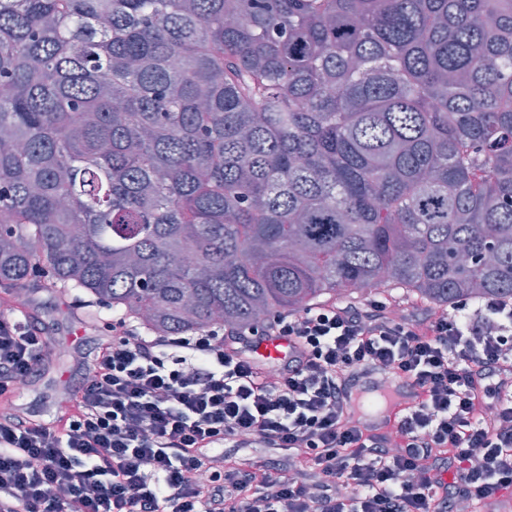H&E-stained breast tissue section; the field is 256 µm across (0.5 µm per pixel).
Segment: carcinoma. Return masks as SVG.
<instances>
[{
    "label": "carcinoma",
    "mask_w": 512,
    "mask_h": 512,
    "mask_svg": "<svg viewBox=\"0 0 512 512\" xmlns=\"http://www.w3.org/2000/svg\"><path fill=\"white\" fill-rule=\"evenodd\" d=\"M1 213L156 336L512 297V0H0Z\"/></svg>",
    "instance_id": "carcinoma-1"
}]
</instances>
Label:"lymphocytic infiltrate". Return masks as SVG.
I'll list each match as a JSON object with an SVG mask.
<instances>
[{"mask_svg":"<svg viewBox=\"0 0 512 512\" xmlns=\"http://www.w3.org/2000/svg\"><path fill=\"white\" fill-rule=\"evenodd\" d=\"M50 419L17 400L50 338L0 310V512H489L512 499V297L438 316L326 303L272 317L288 355L209 328L152 336L116 318ZM415 399L353 418L360 377ZM261 444L287 464L216 455Z\"/></svg>","mask_w":512,"mask_h":512,"instance_id":"1","label":"lymphocytic infiltrate"}]
</instances>
